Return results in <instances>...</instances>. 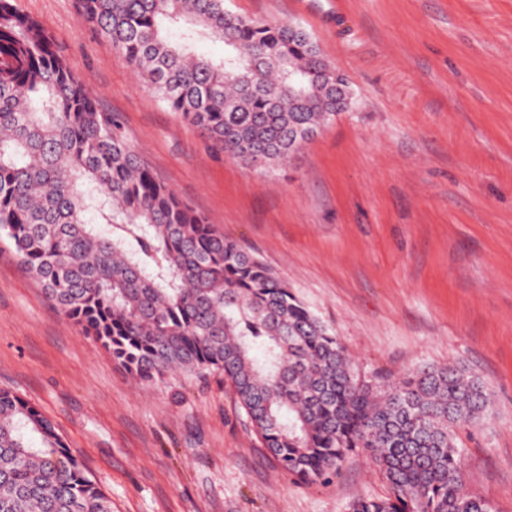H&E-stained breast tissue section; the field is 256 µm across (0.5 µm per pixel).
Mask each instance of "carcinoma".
Here are the masks:
<instances>
[{"mask_svg": "<svg viewBox=\"0 0 512 512\" xmlns=\"http://www.w3.org/2000/svg\"><path fill=\"white\" fill-rule=\"evenodd\" d=\"M159 105L217 153L288 161L336 120V71L305 32L236 15L225 0H76ZM228 47L215 60L196 43ZM312 95L292 111L288 71ZM0 233L82 331L141 381L230 383L265 448L316 483L364 450L386 497L349 512H493L465 489L454 430L491 410L463 365L362 375L317 314L142 163L116 113L38 22L0 0ZM0 512H112L51 421L0 390Z\"/></svg>", "mask_w": 512, "mask_h": 512, "instance_id": "carcinoma-1", "label": "carcinoma"}]
</instances>
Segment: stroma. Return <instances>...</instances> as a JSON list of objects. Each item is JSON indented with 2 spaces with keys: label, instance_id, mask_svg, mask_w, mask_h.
Wrapping results in <instances>:
<instances>
[{
  "label": "stroma",
  "instance_id": "obj_1",
  "mask_svg": "<svg viewBox=\"0 0 512 512\" xmlns=\"http://www.w3.org/2000/svg\"><path fill=\"white\" fill-rule=\"evenodd\" d=\"M50 33L142 162L330 324L362 371L461 364L493 411L458 431L467 490L512 512V0H226L301 25L358 104L260 170L158 105L75 0H14ZM0 389L49 418L112 512H348L384 497L351 454L306 483L229 383L135 381L0 238Z\"/></svg>",
  "mask_w": 512,
  "mask_h": 512
}]
</instances>
